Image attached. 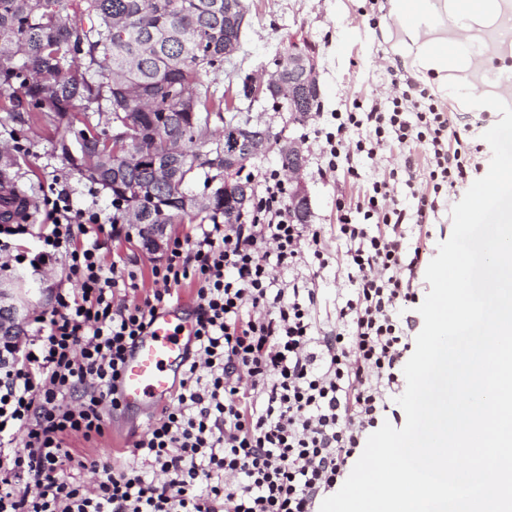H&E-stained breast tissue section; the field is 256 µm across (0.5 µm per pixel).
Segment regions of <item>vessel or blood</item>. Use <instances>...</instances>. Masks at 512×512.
<instances>
[{
    "label": "vessel or blood",
    "instance_id": "1",
    "mask_svg": "<svg viewBox=\"0 0 512 512\" xmlns=\"http://www.w3.org/2000/svg\"><path fill=\"white\" fill-rule=\"evenodd\" d=\"M493 22L482 28V49L474 54L464 50L463 24L475 16L466 0H459L448 18V39L442 45L450 62L467 60L481 82L496 91L512 93V72L489 66L488 59L512 49V0H496ZM32 198L16 185L0 183V222L14 224L30 217ZM193 324L183 305L157 312L153 322L130 352L120 377L119 393L125 406L155 408L172 390L190 345Z\"/></svg>",
    "mask_w": 512,
    "mask_h": 512
}]
</instances>
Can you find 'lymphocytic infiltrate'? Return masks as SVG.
<instances>
[{"label":"lymphocytic infiltrate","instance_id":"lymphocytic-infiltrate-1","mask_svg":"<svg viewBox=\"0 0 512 512\" xmlns=\"http://www.w3.org/2000/svg\"><path fill=\"white\" fill-rule=\"evenodd\" d=\"M333 119L314 131L323 171L359 181L355 157L389 144L422 149L427 169L409 199L391 189L407 166L356 202L338 199V257L320 228L296 223L281 169L257 173L238 223L169 240L145 281L101 254L128 227L74 207L67 189L44 199L36 247L29 225L0 224L1 272L60 265L68 282L34 315V334L0 347V512H319L336 492L402 388L426 220L479 173L483 148L449 138L447 108L417 81L388 107L358 103ZM332 261L354 287L323 332L318 292L297 270ZM187 282L194 340L167 402L124 458L77 454L71 440L103 436L128 353Z\"/></svg>","mask_w":512,"mask_h":512}]
</instances>
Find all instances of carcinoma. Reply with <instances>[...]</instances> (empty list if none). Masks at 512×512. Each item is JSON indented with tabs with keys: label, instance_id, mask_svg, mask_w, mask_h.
Returning a JSON list of instances; mask_svg holds the SVG:
<instances>
[{
	"label": "carcinoma",
	"instance_id": "1",
	"mask_svg": "<svg viewBox=\"0 0 512 512\" xmlns=\"http://www.w3.org/2000/svg\"><path fill=\"white\" fill-rule=\"evenodd\" d=\"M68 12L62 0H0V85L19 86L34 108L57 125L70 127L83 115L84 128L110 139L108 128L121 112H139L148 126L162 112H194L177 133L183 139L184 189L204 164L199 137L211 114L223 112L224 97L206 77L224 66V42L238 38L224 12V0H80ZM195 98H183L186 87ZM247 129L279 139L267 128L234 114L227 139ZM57 150L78 173L98 169L97 184L112 190V155L61 140ZM129 183L156 195L152 161L128 173ZM213 195L210 218L224 215V178L204 173Z\"/></svg>",
	"mask_w": 512,
	"mask_h": 512
}]
</instances>
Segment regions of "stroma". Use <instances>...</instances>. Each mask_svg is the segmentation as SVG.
<instances>
[{
    "label": "stroma",
    "mask_w": 512,
    "mask_h": 512,
    "mask_svg": "<svg viewBox=\"0 0 512 512\" xmlns=\"http://www.w3.org/2000/svg\"><path fill=\"white\" fill-rule=\"evenodd\" d=\"M248 12L241 47L227 60L218 76L221 92L239 89L243 80L263 69H272L275 56L283 51L292 34H302L317 62L320 87V115L313 122L294 120L286 112L274 111L271 101L262 100L244 109L251 124L271 128L282 138L300 141L306 157L302 179L310 199L309 223L336 224V199L357 198L360 185L343 175L323 176L320 143L309 135L312 128L327 127L335 112L352 110L354 103H388L397 81L412 74L396 52L398 31L392 23L389 0L369 7L367 0H245ZM15 101L12 112L0 110V149L7 151L9 172L20 186L42 201L55 184L65 185L75 204H97L111 213L112 198L102 188L92 187L80 177L56 148L58 140L70 139L73 129L55 127L42 113L31 111L18 88H11ZM301 277L313 279L319 290L316 319L320 326L334 320L336 301L348 293L351 284L336 264L321 270L304 266ZM64 280L62 269L38 275L20 269L0 284L10 288L14 301L26 317L23 330H30L34 312L49 308L50 293ZM148 418L134 409L109 412L105 433L87 442L72 440L71 446L89 455L110 456L130 448Z\"/></svg>",
    "instance_id": "1"
}]
</instances>
